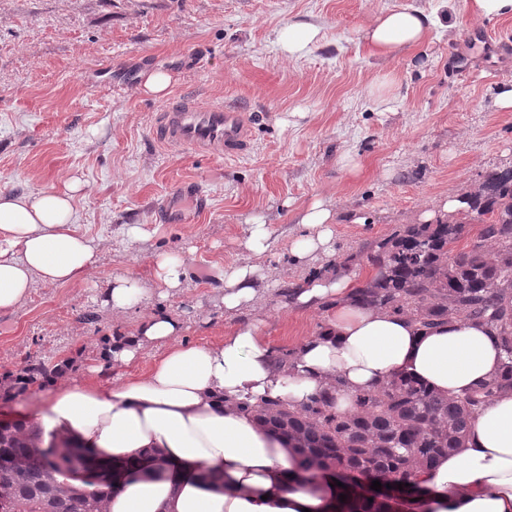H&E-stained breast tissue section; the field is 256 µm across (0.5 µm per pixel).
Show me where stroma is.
Here are the masks:
<instances>
[{"mask_svg": "<svg viewBox=\"0 0 512 512\" xmlns=\"http://www.w3.org/2000/svg\"><path fill=\"white\" fill-rule=\"evenodd\" d=\"M404 6L442 10L441 0H0V190H50L81 175L78 227L101 247L85 280L36 285L0 314V373L68 356L95 383L146 376L156 351L105 376L90 367L105 336L147 313L113 317L101 289L117 274L151 280L158 252L181 254L186 278L152 305L183 319L181 341L223 340L248 320L225 317L217 278L240 260L250 216L270 231L256 259L270 284L263 336L298 347L322 324L321 311L292 308L279 293L313 272L292 254L302 209L332 202L339 256L512 166V112L495 105L512 86V17L478 22L468 0H452V32L373 56L361 28ZM295 22L320 33L290 58L276 38ZM147 67L172 73L170 99L247 113V151L219 158L157 142L153 120L166 100L122 79ZM386 77L390 112L373 94ZM346 154L358 174L343 167ZM354 211L363 223L350 221ZM128 224L145 225L148 238L127 243Z\"/></svg>", "mask_w": 512, "mask_h": 512, "instance_id": "35a3bbf8", "label": "stroma"}]
</instances>
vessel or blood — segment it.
<instances>
[{"mask_svg":"<svg viewBox=\"0 0 512 512\" xmlns=\"http://www.w3.org/2000/svg\"><path fill=\"white\" fill-rule=\"evenodd\" d=\"M153 131L164 146L218 157L237 155L249 137L244 113L220 104L199 108L185 101L172 102L158 112Z\"/></svg>","mask_w":512,"mask_h":512,"instance_id":"b4317fda","label":"vessel or blood"}]
</instances>
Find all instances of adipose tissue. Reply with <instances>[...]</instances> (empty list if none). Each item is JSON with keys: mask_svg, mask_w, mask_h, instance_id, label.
<instances>
[{"mask_svg": "<svg viewBox=\"0 0 512 512\" xmlns=\"http://www.w3.org/2000/svg\"><path fill=\"white\" fill-rule=\"evenodd\" d=\"M441 24L439 15L405 6L378 13L362 37L378 55L391 57L420 47ZM81 187L74 176L59 189L0 191V314L19 307L37 284L76 282L97 266L98 242L77 228L75 198ZM335 221L331 203L317 199L307 206L294 257L301 262L332 257ZM269 241L267 225L250 222L239 243L243 261L219 276L225 315H252L223 341L181 342L180 317L154 309L133 331L114 335L95 368L99 374L119 370L146 350H159L145 377L109 387L65 375L42 387L45 431L75 438L107 459L155 453L162 462L215 468L224 476L219 488L194 478L131 480L105 493L104 512H334L338 486L325 482L317 492L305 491L292 476L291 449L236 408V401L266 397L297 407L339 380L337 406L348 410L351 393L373 389L393 375L457 395L499 370L503 350L484 325L455 320L417 329L404 317L355 305L352 279L333 274L310 278L296 289L291 305L325 309V329L298 346L290 370L276 371L262 335L268 285L254 262ZM152 264L149 284L132 275L113 276L100 292L102 304L120 314L182 287L185 268L178 256L160 252ZM420 480L426 493L410 501L408 512H512V394L487 404L467 447L438 459Z\"/></svg>", "mask_w": 512, "mask_h": 512, "instance_id": "adipose-tissue-1", "label": "adipose tissue"}]
</instances>
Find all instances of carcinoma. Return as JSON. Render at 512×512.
<instances>
[{
    "label": "carcinoma",
    "mask_w": 512,
    "mask_h": 512,
    "mask_svg": "<svg viewBox=\"0 0 512 512\" xmlns=\"http://www.w3.org/2000/svg\"><path fill=\"white\" fill-rule=\"evenodd\" d=\"M465 207L446 219L404 224L390 235L342 254L336 272L361 267L371 273L352 289L351 300L409 319L427 330L451 320H472L495 330L505 353L500 371L464 396L442 395L408 375H396L376 388L352 394L354 408L340 410L336 382L294 408L260 398L236 406L263 426L294 443L298 479L309 488L328 479L347 495L338 512H390L396 497L422 495L417 476L443 454L467 447L478 409L512 393V169L495 171L471 193ZM476 234L457 248L465 225ZM296 349L274 350L280 369L293 366ZM58 366L31 361L19 374L0 378V400H11L29 385L47 379ZM27 460L20 472L0 469V503L6 512H103L96 470L104 464L78 441L50 434L24 420L0 422V456ZM123 480L170 477L147 459L124 462ZM374 472L386 478L381 490L361 479ZM406 484L398 489L399 483Z\"/></svg>",
    "instance_id": "1"
}]
</instances>
